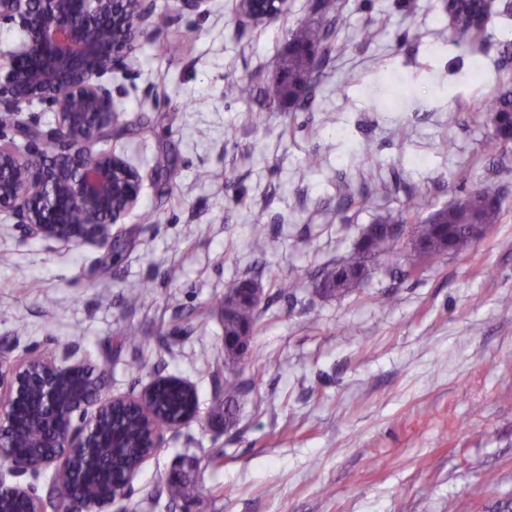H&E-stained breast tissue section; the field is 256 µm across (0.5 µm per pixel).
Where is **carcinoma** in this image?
<instances>
[{
	"mask_svg": "<svg viewBox=\"0 0 512 512\" xmlns=\"http://www.w3.org/2000/svg\"><path fill=\"white\" fill-rule=\"evenodd\" d=\"M459 19L443 26L438 35L442 42L452 43L462 50L470 48L472 39L478 37L489 22L490 5L488 0H456ZM321 21L302 20L286 33L282 46L278 70L284 77L269 80L253 78L243 80L226 77L225 87L231 95L241 100L259 99L267 105H288L306 108L310 103L313 90L320 84L321 74L309 70L306 53L318 49L322 51V62L326 63L334 50L333 37L336 26L324 20L329 14L340 10L338 0H318ZM482 112L495 119V134L498 141L512 135L509 117L512 116V91L503 92L490 100ZM501 220V202L499 195L487 188H477L448 206L434 211L424 220L409 225V239L384 233H371L366 255L355 251L319 269L316 279L323 285V294L342 295L362 283L356 277L346 276V271L359 265L368 264L371 269L382 261L394 264L391 271L398 273V259L416 241H433L437 238L440 226L457 225L456 248L460 251L470 245L465 236L466 224H498ZM253 283L250 278H233L224 283V297L217 299L212 306L224 309V299L236 296L245 285ZM262 300H243L237 304L230 316L224 318V335L248 352L253 358L252 343L257 331ZM245 357L232 350H225L224 366L229 373L224 375V422L233 421L234 412L240 397L244 394V385L231 370ZM197 398L196 393L176 387H162L155 393V404L160 414L157 426L165 427L175 419L190 401ZM104 430H111L120 437V448H98L86 466L74 471L55 474L58 481L66 484L77 494L85 492L89 485L98 488L99 494L112 493V485L126 470L141 457L140 444L144 439L143 429L137 418L127 412L119 411L115 417L101 424ZM169 496L174 501L188 502L198 492L196 479L186 474L169 484ZM29 497L14 491H0V512H29Z\"/></svg>",
	"mask_w": 512,
	"mask_h": 512,
	"instance_id": "cac0c4a2",
	"label": "carcinoma"
}]
</instances>
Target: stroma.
<instances>
[{"mask_svg": "<svg viewBox=\"0 0 512 512\" xmlns=\"http://www.w3.org/2000/svg\"><path fill=\"white\" fill-rule=\"evenodd\" d=\"M236 2L179 13L155 0L166 25L113 72L102 147L143 181L106 244L30 239L0 211V349L91 361L113 396L160 376L194 386L197 418L165 430L112 512H448L456 499L512 512V145L489 152L494 127L472 114L512 81V0H493L471 55L437 36L445 0H342L344 48L297 112L235 99L224 77H273L286 30L315 18L316 0H288L270 23ZM475 56L488 68L477 85ZM394 74L415 87L397 106ZM484 186L503 217L480 241L408 277L380 267L345 294L316 290L317 270L377 217L424 219ZM235 277L266 294L277 278L299 288L261 308L259 359L237 366L246 390L228 428L210 305ZM127 324L139 346L119 342ZM192 468L199 496L171 503L170 474Z\"/></svg>", "mask_w": 512, "mask_h": 512, "instance_id": "1", "label": "stroma"}]
</instances>
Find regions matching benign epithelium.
<instances>
[{"label": "benign epithelium", "instance_id": "obj_1", "mask_svg": "<svg viewBox=\"0 0 512 512\" xmlns=\"http://www.w3.org/2000/svg\"><path fill=\"white\" fill-rule=\"evenodd\" d=\"M286 0H243L250 20H274ZM134 15L136 24L126 26ZM155 0H0V26L23 34L13 48H0V112L13 117V130L24 140L0 134V211L11 213L36 239L73 245L104 244L112 225L136 204L142 186L137 168L110 152L97 151L101 134L112 126V71L123 65L141 34L154 23ZM38 102L54 112V124L33 127L22 105ZM53 145L44 152L41 145ZM192 386L176 378H158L139 395H103V387L84 375V364L41 356H13L0 351V490L27 492L15 481L53 465L71 470L80 463L74 448L112 447L100 423L120 403L135 405L152 423L150 458L160 447L161 432L151 399L157 386ZM48 422L34 444L50 448L41 456H20L15 427L20 404ZM139 468L126 472L124 484L106 497L74 498L50 487L47 500L65 501L62 512H112L124 498Z\"/></svg>", "mask_w": 512, "mask_h": 512}]
</instances>
